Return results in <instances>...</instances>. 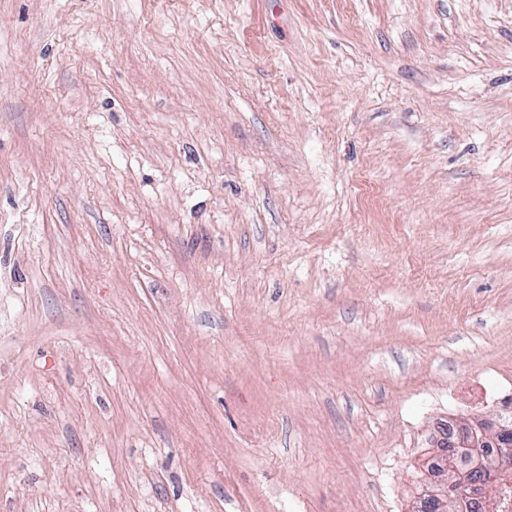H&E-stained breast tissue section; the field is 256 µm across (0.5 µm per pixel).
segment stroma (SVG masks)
<instances>
[{"label": "stroma", "instance_id": "stroma-1", "mask_svg": "<svg viewBox=\"0 0 512 512\" xmlns=\"http://www.w3.org/2000/svg\"><path fill=\"white\" fill-rule=\"evenodd\" d=\"M512 394V0H0V512H410Z\"/></svg>", "mask_w": 512, "mask_h": 512}]
</instances>
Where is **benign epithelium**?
I'll return each mask as SVG.
<instances>
[{"label":"benign epithelium","instance_id":"obj_1","mask_svg":"<svg viewBox=\"0 0 512 512\" xmlns=\"http://www.w3.org/2000/svg\"><path fill=\"white\" fill-rule=\"evenodd\" d=\"M441 440L448 441L451 448L496 447V461L503 465L512 461V417L463 420L443 432ZM468 475L469 472L461 471L454 464L444 468L443 478L429 491V503L435 512H465L466 502L473 492Z\"/></svg>","mask_w":512,"mask_h":512}]
</instances>
